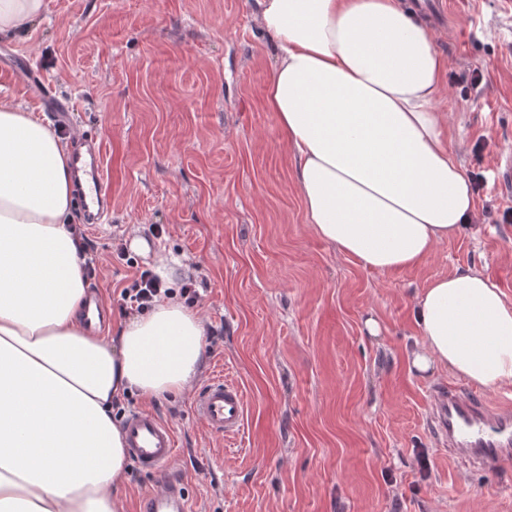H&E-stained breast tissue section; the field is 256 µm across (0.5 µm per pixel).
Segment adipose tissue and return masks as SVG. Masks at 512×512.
Wrapping results in <instances>:
<instances>
[{"instance_id": "ef3b65f1", "label": "adipose tissue", "mask_w": 512, "mask_h": 512, "mask_svg": "<svg viewBox=\"0 0 512 512\" xmlns=\"http://www.w3.org/2000/svg\"><path fill=\"white\" fill-rule=\"evenodd\" d=\"M279 50L266 90L306 219L362 267H411L468 224L471 183L436 106L445 58L404 0H260ZM66 145L0 99V512H124L127 462L112 405L185 392L203 358L200 315L173 299L112 340L83 324L89 283L70 225ZM412 369L512 387V303L481 269L419 293Z\"/></svg>"}]
</instances>
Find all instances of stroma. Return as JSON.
Wrapping results in <instances>:
<instances>
[{"label": "stroma", "instance_id": "stroma-1", "mask_svg": "<svg viewBox=\"0 0 512 512\" xmlns=\"http://www.w3.org/2000/svg\"><path fill=\"white\" fill-rule=\"evenodd\" d=\"M441 2L443 25L406 0L448 62L439 107L478 181L475 210L424 261L388 272L364 269L306 221L265 106L276 47L258 0H45L39 19L0 37V67L29 59L73 102L66 124L103 143L111 210L84 254L105 301L102 335L126 320L119 293L136 271L170 258L172 287L189 274L201 295L198 381L220 375L244 391L231 440L193 415L188 395L113 406L118 422L144 408L173 426L197 512H512V468L458 471L429 432V391L452 375L408 365L416 294L432 278L479 267L512 302V186L497 167L512 150V8Z\"/></svg>", "mask_w": 512, "mask_h": 512}]
</instances>
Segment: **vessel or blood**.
<instances>
[{
  "label": "vessel or blood",
  "instance_id": "1",
  "mask_svg": "<svg viewBox=\"0 0 512 512\" xmlns=\"http://www.w3.org/2000/svg\"><path fill=\"white\" fill-rule=\"evenodd\" d=\"M22 80L30 85L31 94L39 103L54 112H68V100L57 98L33 67H26ZM72 164L74 171L87 174L89 181L87 193L79 198L83 222L102 223L110 208V190L101 142L84 138L73 150ZM192 409L196 417L221 437L238 435L245 424L242 389L220 378L211 379L201 387ZM430 422L457 467L493 473L512 465L511 404L496 407L481 395L446 386L433 400ZM124 431L137 466L158 477L161 485L159 492L142 500L141 512H193L183 474L171 465L177 453L173 427L157 414L136 411L129 415Z\"/></svg>",
  "mask_w": 512,
  "mask_h": 512
}]
</instances>
